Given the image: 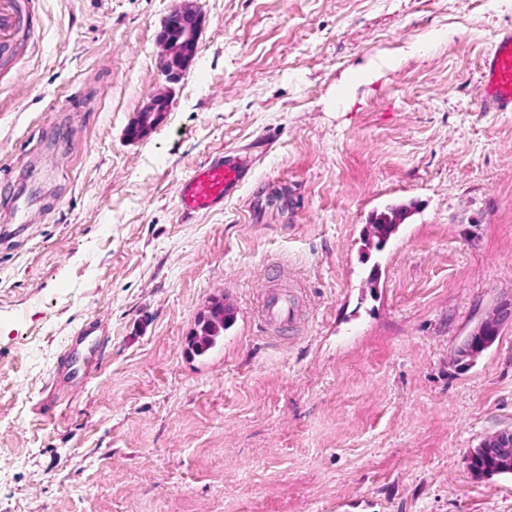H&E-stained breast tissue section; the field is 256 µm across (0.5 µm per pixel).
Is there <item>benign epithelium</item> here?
Instances as JSON below:
<instances>
[{
	"instance_id": "obj_1",
	"label": "benign epithelium",
	"mask_w": 512,
	"mask_h": 512,
	"mask_svg": "<svg viewBox=\"0 0 512 512\" xmlns=\"http://www.w3.org/2000/svg\"><path fill=\"white\" fill-rule=\"evenodd\" d=\"M202 26V17L195 6L187 5L169 14L163 21L157 42L162 49V69L170 82H175L192 61ZM164 96L153 97L128 128V136L140 139L159 123L167 109ZM512 321V304L496 310L493 317L476 325L457 348V361L469 365L496 340L500 327ZM467 463L476 478H491L512 463V430H503L469 450Z\"/></svg>"
}]
</instances>
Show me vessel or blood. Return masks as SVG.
Returning <instances> with one entry per match:
<instances>
[{"instance_id":"b4317fda","label":"vessel or blood","mask_w":512,"mask_h":512,"mask_svg":"<svg viewBox=\"0 0 512 512\" xmlns=\"http://www.w3.org/2000/svg\"><path fill=\"white\" fill-rule=\"evenodd\" d=\"M32 23V17L17 9L13 0H0V41L15 36ZM481 106L487 112H512V31L498 34L493 50L484 61ZM249 170L248 160L241 156H228L198 168L178 187L182 210L187 213L212 210L241 184ZM295 315L296 305L290 296L276 288L267 290L259 308L264 324H286L292 322ZM71 359V348H64L56 369V385L68 393L91 382L98 371L96 360L90 357L84 363L81 380H70L67 367Z\"/></svg>"}]
</instances>
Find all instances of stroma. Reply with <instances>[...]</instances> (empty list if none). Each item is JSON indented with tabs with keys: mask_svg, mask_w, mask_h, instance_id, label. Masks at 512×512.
Segmentation results:
<instances>
[{
	"mask_svg": "<svg viewBox=\"0 0 512 512\" xmlns=\"http://www.w3.org/2000/svg\"><path fill=\"white\" fill-rule=\"evenodd\" d=\"M183 4L25 0L34 33L0 56V512H512V475L466 462L512 427V323L456 360L512 300V112L480 105L512 0H194L171 83L157 35ZM230 150L244 183L183 216L180 181ZM273 286L301 291L274 332ZM215 298L233 323L192 356ZM97 318V379L53 399ZM202 26V17L193 5L169 14L163 21L157 42L162 49V69L175 82L192 61ZM167 105L166 97H153L136 113L133 122L128 128V136L132 139H140L147 136L161 120L162 115L166 112ZM296 304L291 297L282 294L279 288H270L263 296L259 317L264 325H281L295 319ZM508 320L512 321L511 303L498 308L493 317L481 321L463 338L456 351L457 361L471 364L495 342L500 327Z\"/></svg>",
	"mask_w": 512,
	"mask_h": 512,
	"instance_id": "obj_1",
	"label": "stroma"
}]
</instances>
